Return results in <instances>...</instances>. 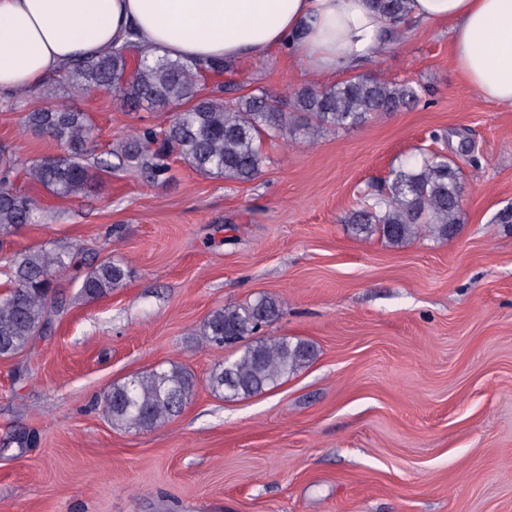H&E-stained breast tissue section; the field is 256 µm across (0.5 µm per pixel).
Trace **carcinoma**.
I'll list each match as a JSON object with an SVG mask.
<instances>
[{
  "label": "carcinoma",
  "mask_w": 512,
  "mask_h": 512,
  "mask_svg": "<svg viewBox=\"0 0 512 512\" xmlns=\"http://www.w3.org/2000/svg\"><path fill=\"white\" fill-rule=\"evenodd\" d=\"M374 2L391 20L404 14V0ZM231 66L219 60L151 58L128 45L70 64L63 78L81 92L110 89L135 108H182L171 113L164 131L146 128L118 144L114 152L119 163H136L152 181L167 173L175 154L201 175L250 182L267 161L264 142L288 140L299 113L309 117L302 130L312 140L324 131L356 127L377 112H394L421 100L419 88L409 82L364 77L289 94L259 88L232 97L234 88L222 84L205 90L201 83L205 74H222ZM24 129L60 148L29 168L30 177L50 194L85 196L100 185V172L110 164L87 162L94 133L88 113L62 104L47 105L26 113ZM14 165L13 154L1 151V234L37 220L35 200L10 183ZM461 179V168L446 154L432 152L407 160L392 169L382 186L365 194L347 220L356 234L377 233L394 247L426 237L448 241L461 224ZM73 258V247L60 243L21 250L11 257L12 287L0 296V358L24 350L45 330L52 309L63 306L54 282ZM128 277L127 266L105 258L84 274L79 294L86 301L101 299L122 287ZM279 312L276 299L261 295L252 302L220 307L204 321L200 336L205 343L237 347V356L224 360L209 376L208 386L216 396L235 400L272 389L315 359L313 345L301 339L278 336L246 341ZM195 385L194 375L186 368L160 366L112 384L103 394V411L115 427L151 430L182 411Z\"/></svg>",
  "instance_id": "cac0c4a2"
}]
</instances>
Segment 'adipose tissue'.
I'll return each instance as SVG.
<instances>
[{"instance_id":"adipose-tissue-1","label":"adipose tissue","mask_w":512,"mask_h":512,"mask_svg":"<svg viewBox=\"0 0 512 512\" xmlns=\"http://www.w3.org/2000/svg\"><path fill=\"white\" fill-rule=\"evenodd\" d=\"M406 10L416 24L447 25L469 87L512 107V0H407ZM391 29L370 0H0V95L132 38L183 60L284 48L312 74L333 77L384 53Z\"/></svg>"}]
</instances>
